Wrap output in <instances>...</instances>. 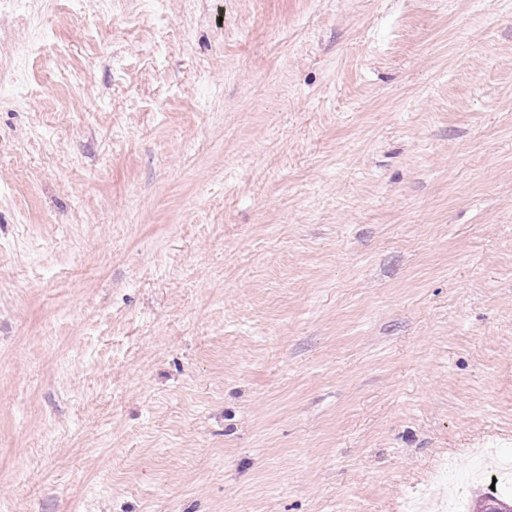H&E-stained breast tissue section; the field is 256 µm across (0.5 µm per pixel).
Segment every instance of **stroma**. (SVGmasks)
Segmentation results:
<instances>
[{
    "label": "stroma",
    "instance_id": "1",
    "mask_svg": "<svg viewBox=\"0 0 512 512\" xmlns=\"http://www.w3.org/2000/svg\"><path fill=\"white\" fill-rule=\"evenodd\" d=\"M477 448L512 0L0 10V512H399Z\"/></svg>",
    "mask_w": 512,
    "mask_h": 512
}]
</instances>
